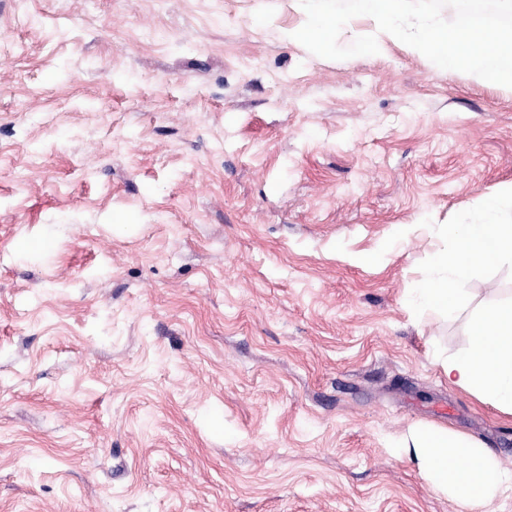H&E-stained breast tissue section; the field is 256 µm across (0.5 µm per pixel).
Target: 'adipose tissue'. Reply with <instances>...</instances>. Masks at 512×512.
Wrapping results in <instances>:
<instances>
[{
	"instance_id": "obj_1",
	"label": "adipose tissue",
	"mask_w": 512,
	"mask_h": 512,
	"mask_svg": "<svg viewBox=\"0 0 512 512\" xmlns=\"http://www.w3.org/2000/svg\"><path fill=\"white\" fill-rule=\"evenodd\" d=\"M443 238L415 301L425 311L448 316L458 309L474 269L512 259V190L488 197L479 220L445 225ZM469 334L468 347L443 365L449 384L512 413V302L485 306L471 320ZM403 449L437 492L471 512H481L512 484V472H505L488 448L451 430L411 428Z\"/></svg>"
}]
</instances>
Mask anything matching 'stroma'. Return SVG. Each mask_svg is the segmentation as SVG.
Instances as JSON below:
<instances>
[{"label": "stroma", "instance_id": "1", "mask_svg": "<svg viewBox=\"0 0 512 512\" xmlns=\"http://www.w3.org/2000/svg\"><path fill=\"white\" fill-rule=\"evenodd\" d=\"M303 21L0 0V512H469L415 426L512 470V415L440 366L512 262L412 304L512 188V89L388 40L322 58Z\"/></svg>", "mask_w": 512, "mask_h": 512}]
</instances>
